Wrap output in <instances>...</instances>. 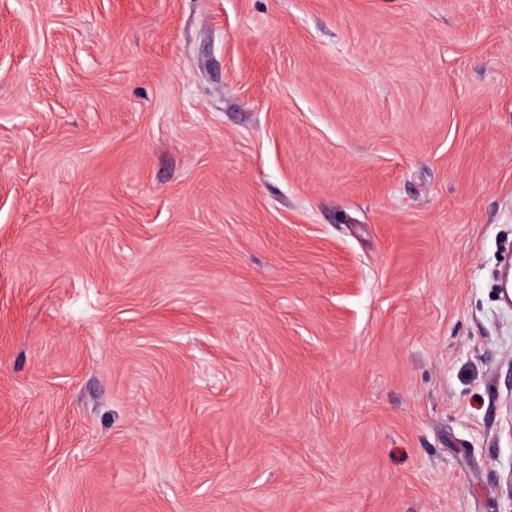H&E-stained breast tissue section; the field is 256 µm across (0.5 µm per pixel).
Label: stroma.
<instances>
[{"label":"stroma","mask_w":512,"mask_h":512,"mask_svg":"<svg viewBox=\"0 0 512 512\" xmlns=\"http://www.w3.org/2000/svg\"><path fill=\"white\" fill-rule=\"evenodd\" d=\"M512 0H0V512H512Z\"/></svg>","instance_id":"stroma-1"}]
</instances>
